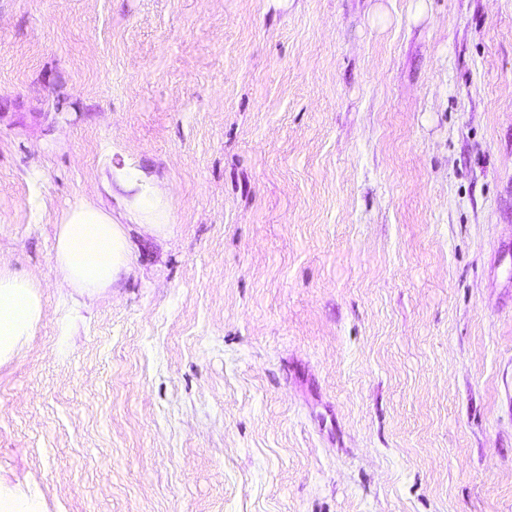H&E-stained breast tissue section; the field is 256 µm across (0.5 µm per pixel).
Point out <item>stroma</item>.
Returning a JSON list of instances; mask_svg holds the SVG:
<instances>
[{"label": "stroma", "instance_id": "1", "mask_svg": "<svg viewBox=\"0 0 512 512\" xmlns=\"http://www.w3.org/2000/svg\"><path fill=\"white\" fill-rule=\"evenodd\" d=\"M3 263L0 501L512 512V0H0ZM54 260L62 287L88 294L105 291L129 269L124 230L99 209H76L57 226ZM37 284L0 265V364L12 358L25 336H33L42 319Z\"/></svg>", "mask_w": 512, "mask_h": 512}]
</instances>
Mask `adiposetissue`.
I'll return each mask as SVG.
<instances>
[{
  "mask_svg": "<svg viewBox=\"0 0 512 512\" xmlns=\"http://www.w3.org/2000/svg\"><path fill=\"white\" fill-rule=\"evenodd\" d=\"M54 260L62 287L88 294L105 291L129 269L124 230L99 209H76L57 227ZM42 314L36 283L0 265V363L34 334Z\"/></svg>",
  "mask_w": 512,
  "mask_h": 512,
  "instance_id": "obj_1",
  "label": "adipose tissue"
}]
</instances>
